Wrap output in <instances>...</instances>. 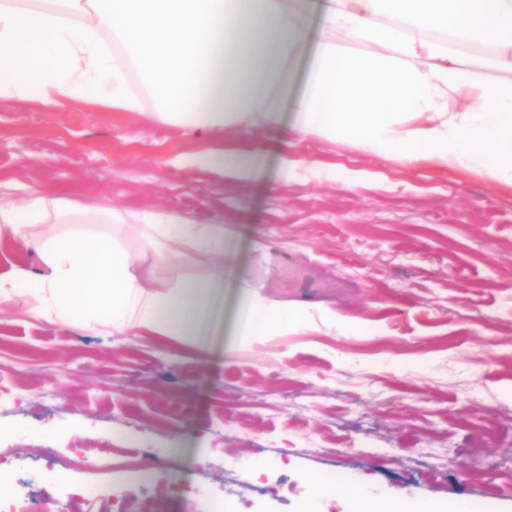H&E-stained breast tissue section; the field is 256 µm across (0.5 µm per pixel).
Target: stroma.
Listing matches in <instances>:
<instances>
[{
	"mask_svg": "<svg viewBox=\"0 0 512 512\" xmlns=\"http://www.w3.org/2000/svg\"><path fill=\"white\" fill-rule=\"evenodd\" d=\"M295 98L251 139L64 100L0 97V195L40 184L84 208L165 209L221 222L224 257L145 258L175 288L217 278L221 313L200 340L33 318L0 300V470L6 494H75L104 512H301L311 477L336 485L318 512H348L347 483L375 495L512 512V187L296 137ZM225 146L260 158L252 181L189 164ZM303 168L282 167L284 155ZM250 298L305 323L245 336ZM95 458L121 448L156 468L61 485L10 447ZM466 479H459V470ZM38 472L36 484L25 483Z\"/></svg>",
	"mask_w": 512,
	"mask_h": 512,
	"instance_id": "stroma-1",
	"label": "stroma"
}]
</instances>
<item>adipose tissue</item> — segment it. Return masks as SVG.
<instances>
[{
  "instance_id": "obj_1",
  "label": "adipose tissue",
  "mask_w": 512,
  "mask_h": 512,
  "mask_svg": "<svg viewBox=\"0 0 512 512\" xmlns=\"http://www.w3.org/2000/svg\"><path fill=\"white\" fill-rule=\"evenodd\" d=\"M312 0H0V97L45 106L75 99L124 112L151 101L158 119L241 134L277 118L305 46ZM466 44L491 47L482 64ZM499 71L489 79L482 68ZM302 137L343 141L405 164L462 169L512 187V0H328L325 26L296 101ZM192 164L236 181L256 172L254 153L215 149ZM139 253L109 203L84 209L31 188L0 199V239L17 240L39 265L0 274V297L29 296L37 317L107 322L183 342L218 284L159 290L138 255L166 263L185 249L223 252L224 227L190 224L164 210L136 217ZM35 224H64L37 237ZM248 336L274 334L298 312L259 302L240 312ZM350 512H471L457 501L378 497L349 484Z\"/></svg>"
}]
</instances>
